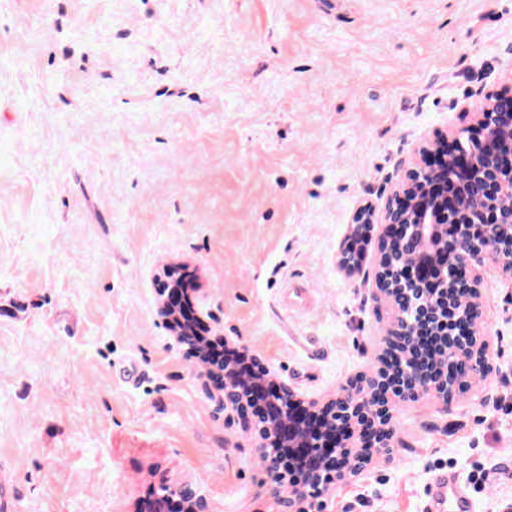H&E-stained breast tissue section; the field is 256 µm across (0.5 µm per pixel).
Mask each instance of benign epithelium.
Returning <instances> with one entry per match:
<instances>
[{
	"mask_svg": "<svg viewBox=\"0 0 512 512\" xmlns=\"http://www.w3.org/2000/svg\"><path fill=\"white\" fill-rule=\"evenodd\" d=\"M464 110L472 115L470 125L418 144L414 165L395 186L383 215L384 223L400 227V234L388 230L377 245L380 264L376 288L379 296L396 308L385 339L386 349L401 344L403 336H420L426 331L455 337L454 343L442 348L443 360L439 363L426 364L397 352L391 357L385 352L379 354V358L388 359L392 369L402 373V382L408 385L404 400L431 395L446 404L460 393L466 380L486 367L488 345L477 331L483 320L482 278L478 271L491 266L502 279L512 281V71L507 86L499 93L467 103ZM441 182L456 185L451 208L447 198L436 190ZM412 196L420 198L418 208L399 206V201ZM371 223L373 211L369 207L353 215L351 243L339 259L345 272L358 268L368 240L367 225ZM450 224L457 231L456 243L453 259L436 267L435 286L439 292L422 294L414 302L412 290L416 286L401 277L400 266H430L438 258H447ZM463 266L477 271L472 281L459 278ZM388 384L383 369L377 377L358 378L325 402H306L292 388L279 385V412L284 414L302 405L319 414L329 430L341 427L349 434L324 471L311 472L299 483L288 481L283 473L274 474L272 494L288 502L289 512H321L323 489L319 481L345 480L374 455L386 452L389 431L378 425L370 432L367 426L375 421ZM249 392L246 383L232 371L225 372L224 406L236 411L245 426L257 431L256 448L262 459L272 460L280 448L318 447L301 432L290 430L284 437L273 423L251 422L247 415ZM150 494L156 504L154 512H165V503L174 498L186 501L188 512H212L206 496L187 481L154 485Z\"/></svg>",
	"mask_w": 512,
	"mask_h": 512,
	"instance_id": "benign-epithelium-1",
	"label": "benign epithelium"
}]
</instances>
